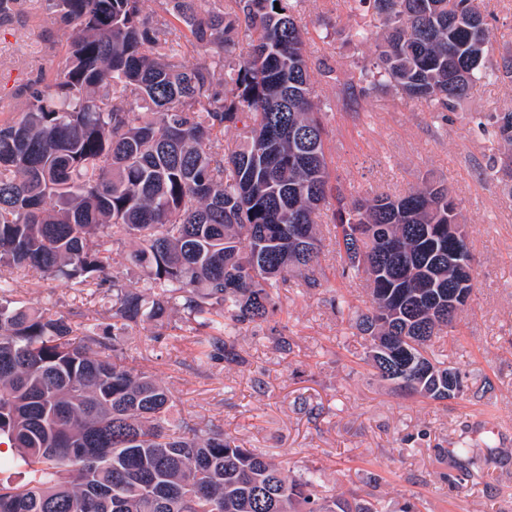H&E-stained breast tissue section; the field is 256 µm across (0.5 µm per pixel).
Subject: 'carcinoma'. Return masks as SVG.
I'll use <instances>...</instances> for the list:
<instances>
[{"label": "carcinoma", "mask_w": 512, "mask_h": 512, "mask_svg": "<svg viewBox=\"0 0 512 512\" xmlns=\"http://www.w3.org/2000/svg\"><path fill=\"white\" fill-rule=\"evenodd\" d=\"M42 0L63 60L28 85L26 110L0 122V444L23 478L0 477V512H380L309 471L288 479L217 427L172 417L171 393L125 362L122 337L168 325L174 310L202 364L241 363L240 326L273 315L271 291L316 286L317 214L331 194L325 126L313 102L298 0ZM348 38L379 51L344 84L453 112L492 77L488 15L475 0H354ZM179 26L200 55L181 66L165 38ZM512 150V107L489 116ZM241 126L228 154L219 139ZM489 168L512 197V156ZM460 207L428 181L402 196L339 209L346 277L378 276L372 307L340 314L368 337L378 375L416 362L433 400L461 373L434 363L432 338L453 326L448 225ZM137 248L125 253L115 246ZM144 270L137 291L112 278L110 323L77 337L72 322L11 297L9 270L102 286L111 267Z\"/></svg>", "instance_id": "obj_1"}]
</instances>
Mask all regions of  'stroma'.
I'll use <instances>...</instances> for the list:
<instances>
[{
  "mask_svg": "<svg viewBox=\"0 0 512 512\" xmlns=\"http://www.w3.org/2000/svg\"><path fill=\"white\" fill-rule=\"evenodd\" d=\"M40 3L21 0L19 14L0 22L1 120L24 110L28 84L59 61L57 25ZM482 8L492 15L494 57L512 53V0H484ZM295 17L308 33L315 98L330 106L332 184L352 199L404 193L432 177L461 202L475 288L431 357L464 374L465 388L438 401L406 395L377 375L365 336L334 308L340 295L366 309L370 291L342 277L330 246L319 254L316 287L279 288L269 321L240 331L244 364L200 363L177 312L167 329L129 330L127 360L170 390L175 417L218 426L288 477L315 471L325 488L356 490L385 512L410 502L421 512H512V198L488 167L506 149L487 122L512 105V79L474 88L445 118L389 90L356 101L343 85L376 44L347 39L353 0H300ZM12 277L16 298L32 307L76 325L104 320L108 303L94 287L21 268Z\"/></svg>",
  "mask_w": 512,
  "mask_h": 512,
  "instance_id": "35a3bbf8",
  "label": "stroma"
}]
</instances>
